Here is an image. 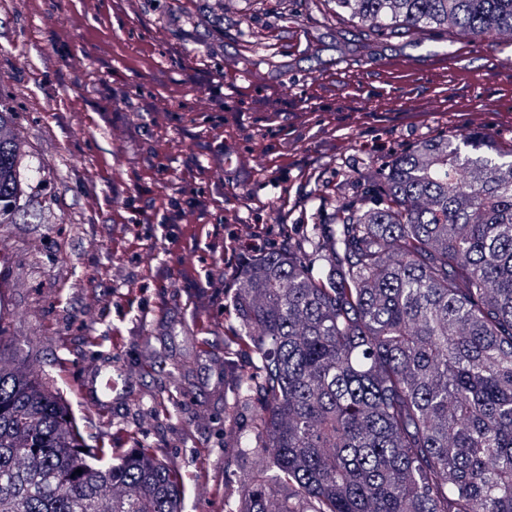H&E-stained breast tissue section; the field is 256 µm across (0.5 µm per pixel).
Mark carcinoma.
Here are the masks:
<instances>
[{
  "label": "carcinoma",
  "mask_w": 512,
  "mask_h": 512,
  "mask_svg": "<svg viewBox=\"0 0 512 512\" xmlns=\"http://www.w3.org/2000/svg\"><path fill=\"white\" fill-rule=\"evenodd\" d=\"M336 5L378 31H512V0ZM5 114L1 229L38 172ZM367 179L378 197L314 228L319 276L290 243L234 277L264 458L238 512H512V144L424 139ZM83 447L48 374L0 356V512H181L164 460Z\"/></svg>",
  "instance_id": "cac0c4a2"
}]
</instances>
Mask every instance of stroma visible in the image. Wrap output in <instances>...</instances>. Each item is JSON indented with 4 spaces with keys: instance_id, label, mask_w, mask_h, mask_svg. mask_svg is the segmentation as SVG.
<instances>
[{
    "instance_id": "35a3bbf8",
    "label": "stroma",
    "mask_w": 512,
    "mask_h": 512,
    "mask_svg": "<svg viewBox=\"0 0 512 512\" xmlns=\"http://www.w3.org/2000/svg\"><path fill=\"white\" fill-rule=\"evenodd\" d=\"M0 103L45 182L38 222L0 231L9 356L55 378L88 446L176 467L181 512H231L260 456L224 389L253 365L225 289L360 203L368 166L453 130L511 137L512 48L375 32L327 0H0Z\"/></svg>"
}]
</instances>
